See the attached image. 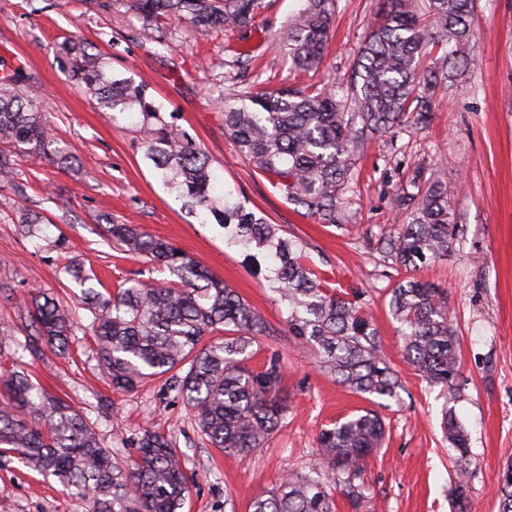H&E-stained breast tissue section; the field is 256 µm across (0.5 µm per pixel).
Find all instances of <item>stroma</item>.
I'll return each mask as SVG.
<instances>
[{"instance_id": "stroma-1", "label": "stroma", "mask_w": 512, "mask_h": 512, "mask_svg": "<svg viewBox=\"0 0 512 512\" xmlns=\"http://www.w3.org/2000/svg\"><path fill=\"white\" fill-rule=\"evenodd\" d=\"M296 7L297 0H265L245 32L193 34L173 21V50L160 56L151 33L114 0H0V71L19 68L36 80L52 134L82 160L81 168L68 169L21 157L14 180L0 182V372L27 374L67 400L119 459L131 456L143 429L170 433L194 479L183 512H253L254 497L284 475L308 473L324 428L369 406L287 335L288 310L269 288L264 260L248 261L245 251L225 243L218 225L197 223L154 175L128 118L101 111L74 84L57 61L58 43L69 38L149 86L163 112L213 159L225 189L301 242L338 282L365 289L382 353L401 382L398 399L379 410L384 445L364 464L366 512H451L455 452L441 430L445 400L404 362L388 307L390 289L409 276L445 290L468 378L452 406L469 438L468 512H498L499 474L512 461V0H476L474 62L429 128L405 126L361 147L358 174L344 193L351 219L340 226L294 212L239 156L214 104L217 95L233 97L254 82L275 89L349 79L359 44L379 19L378 0H339L327 56L318 70L301 73L273 42ZM419 171L447 183L460 232L447 256L407 269L380 243L395 234V198ZM27 209L48 219L33 237L18 222ZM104 217L172 242L275 327L251 364L281 355L288 418L264 447L243 456L212 447L166 379L113 391L93 352L80 289L63 271L79 263L110 289L143 269L103 237L97 221ZM37 290L77 310L67 355L47 349L34 357L23 349ZM0 512H83V505L7 456L0 458Z\"/></svg>"}]
</instances>
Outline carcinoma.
<instances>
[{"mask_svg":"<svg viewBox=\"0 0 512 512\" xmlns=\"http://www.w3.org/2000/svg\"><path fill=\"white\" fill-rule=\"evenodd\" d=\"M301 7L279 31L294 68L312 71L324 60L337 0H300ZM128 9L169 46L166 20L181 17L202 34L213 27L247 30L262 0H129ZM383 21L371 26L359 47L345 88L310 83L274 91L253 88L224 105V131L240 155L265 175L278 195L301 215L321 224L347 220L342 195L353 180L357 149L385 136L405 120L419 129L461 80L473 61L475 0H382ZM58 58L98 107L135 121L145 158L164 185L201 224H218L224 241L267 261V280L287 304L288 335L309 346L319 367L365 399H396L400 381L382 356L379 332L365 311V290L342 291L312 265L304 245L247 210L224 191L208 155L167 121L133 78L112 74L99 52L67 41ZM0 178L15 170L7 153L38 156L67 167L80 160L50 133L30 77L17 70L0 78ZM412 190L396 200L402 222L384 250L396 263L445 255L457 237L459 216L448 186L419 173ZM101 231L123 252L166 272L170 280L129 279L111 292L91 285L93 276L68 269L83 288L96 342V357L113 388L132 391L152 376L169 375L213 447L249 454L262 447L287 419L280 396L283 363L271 354L253 370L252 347L274 327L235 289L170 242L138 224L105 219ZM26 349H67L75 309L44 292L31 297ZM390 311L398 323L405 360L446 403L462 397L467 377L457 357L458 341L448 320L445 293L408 277L391 289ZM442 429L457 453L453 478L455 512H466L470 476L468 436L452 411ZM385 425L366 409L325 429L317 459L306 474H287L253 501V512H334L338 490L353 512L366 508L363 465L382 447ZM126 462L114 459L98 433L67 401L15 371L0 373V451L14 452L43 476L54 477L86 512H182L190 485L172 436L145 430ZM499 512H512V463L498 480Z\"/></svg>","mask_w":512,"mask_h":512,"instance_id":"obj_1","label":"carcinoma"}]
</instances>
